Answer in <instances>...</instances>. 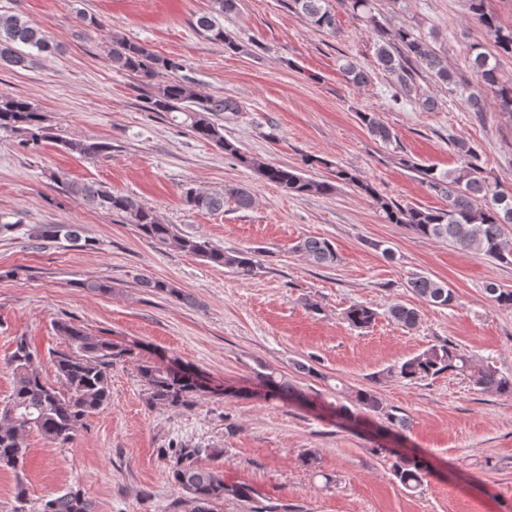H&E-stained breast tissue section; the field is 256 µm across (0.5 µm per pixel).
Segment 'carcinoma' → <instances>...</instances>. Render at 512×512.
Wrapping results in <instances>:
<instances>
[{"label": "carcinoma", "mask_w": 512, "mask_h": 512, "mask_svg": "<svg viewBox=\"0 0 512 512\" xmlns=\"http://www.w3.org/2000/svg\"><path fill=\"white\" fill-rule=\"evenodd\" d=\"M294 9L305 16L317 28L334 34L336 19L329 0H292ZM356 13L373 21L380 36L376 48V64L392 78L396 91L394 100H416L420 106L430 110L436 106L434 99L417 94L416 72L423 70L438 82L456 86L455 74L448 69L447 58L430 48L425 36L409 27H400L392 37H385L378 21L371 15V0H350ZM236 0H211L207 14L197 17L196 28L214 42L233 50L234 39L224 30L219 18L233 13ZM469 9L480 26L493 36L496 54L472 47L470 65L494 95L499 111L512 119V83L502 79L498 57H512V30H505L498 17L486 9L485 0H470ZM30 47L39 53L51 51L53 44L38 25L20 16L0 15V64L25 68L30 55L20 47ZM108 58L112 66L136 73L147 79L165 71L170 73L168 81L158 85L155 94L149 97L151 112H177L181 124L196 138L212 143L224 154L236 159L246 167L254 169L264 180L276 184L286 192L297 195L328 194L335 190V183L357 188L372 198L380 208L383 219L389 224H404L414 234L431 240H451L462 250H475L491 260L511 264L512 248V191L500 181H490L483 174L477 149L462 139L453 140V145L463 158V164L448 171L434 167L417 166L415 170L433 191L448 200V208L440 210L403 206L380 196L369 183L343 167L332 171L333 179L316 180L295 168L265 164L246 155L235 143L224 138L223 126L215 123L213 116L221 112H237L238 104L229 98L209 97L198 99L191 88L178 76L183 64L173 58L159 57L138 42L123 36H112L108 47ZM344 75L354 84L368 82L370 74L358 63L347 60L341 65ZM362 122L367 130L385 144L392 143L394 133L375 114L365 112ZM0 130L23 133L25 143L38 146L46 139L57 141L63 149L87 158L104 157L111 152V144L98 139L73 140L54 136L44 126V115L28 101L0 94ZM65 191L89 207L106 214H119L127 223L135 226L145 241L161 247H172L193 254L217 267L247 276L259 266L250 251H226L213 245L202 236L181 235L170 224L164 223L157 213L142 204L137 198L114 192L96 182L81 184L65 183ZM231 200L239 209L253 205L250 192L242 187H229L221 193L199 192L187 188L182 192L185 206L198 211H218L224 208V200ZM35 247L69 243L76 248H92L94 241L82 235L78 224H43L32 235ZM292 250L303 254L321 265L336 262V251L327 239L305 237L292 246ZM140 283L156 293L167 295L178 301L189 302V296L163 280L142 278ZM406 285L424 301L448 307L454 295L448 284L423 273L408 277ZM485 292L500 306H512V289L503 288L494 282L485 286ZM388 315L397 324L412 329L419 320L414 308L393 304ZM377 312L364 305H354L345 313V319L354 328L371 326ZM56 331L68 343V349L54 354L52 361L57 385L45 382L39 371V360L25 337L16 340L9 357L14 376V389L8 400L0 405V469L17 471L23 463L26 449L22 448L24 437L30 432L39 433L55 444H67L74 439L79 427L87 417L95 414L111 402L110 370L112 360L132 356L130 349L120 347L112 341L89 335L84 328L71 321H58ZM138 375L145 386L146 401L152 406L189 408L203 394H215L197 375L142 361L137 364ZM445 372L466 376L471 384L481 391L512 396V374L501 372L487 363L476 365L456 344L444 342L403 360L387 370V375L400 380L423 381ZM266 395L272 398L293 400L300 397L297 387L288 377L275 372L258 374ZM331 412L345 425H357L360 414L371 413L380 420L379 428L394 435L408 429L407 416L387 406L371 389H355L336 401ZM216 450L193 443H181L171 449L172 464L168 481L177 488L180 500L190 505V512H224V498L233 497L249 502L255 491L247 485H228L224 482V471L203 463V458L213 457ZM429 464L415 454H398L393 464V475L407 490H416L429 473ZM41 512H93L92 502L80 488H70L53 496L42 504Z\"/></svg>", "instance_id": "obj_1"}]
</instances>
